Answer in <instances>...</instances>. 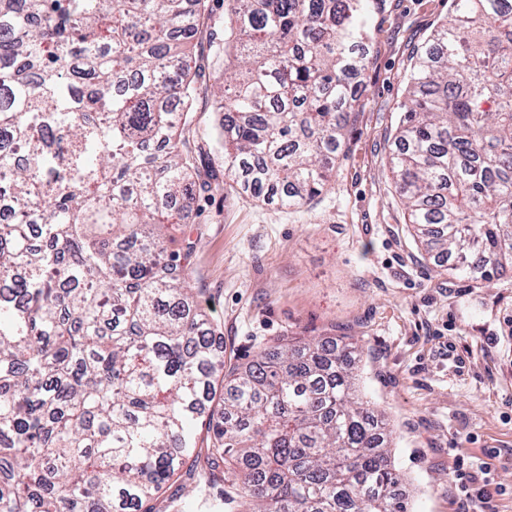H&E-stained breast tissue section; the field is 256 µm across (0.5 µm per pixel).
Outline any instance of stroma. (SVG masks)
<instances>
[{
	"label": "stroma",
	"instance_id": "stroma-1",
	"mask_svg": "<svg viewBox=\"0 0 512 512\" xmlns=\"http://www.w3.org/2000/svg\"><path fill=\"white\" fill-rule=\"evenodd\" d=\"M211 6L194 46L209 91L189 137L215 159L223 147L211 93L224 85V62L207 42L224 31V4ZM451 10V0H383L373 13L347 157L307 207L261 202L227 181L194 196L186 223L168 232L174 248L195 243L186 277L219 327L225 366L283 336L349 337L361 351V390L394 430L408 512H461L460 458L488 466L491 486L504 490L486 512H512V269L487 281L441 271L410 235L386 169L416 53Z\"/></svg>",
	"mask_w": 512,
	"mask_h": 512
}]
</instances>
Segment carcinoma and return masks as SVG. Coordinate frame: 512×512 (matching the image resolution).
Returning a JSON list of instances; mask_svg holds the SVG:
<instances>
[{
  "mask_svg": "<svg viewBox=\"0 0 512 512\" xmlns=\"http://www.w3.org/2000/svg\"><path fill=\"white\" fill-rule=\"evenodd\" d=\"M209 0H0V512H155L184 476L224 512H406L392 430L343 336L224 369L168 250L220 187L182 138ZM382 0H224V176L301 208L336 176ZM387 159L448 274L512 268V0H452ZM224 384L219 418L201 406ZM206 421L210 443L198 444Z\"/></svg>",
  "mask_w": 512,
  "mask_h": 512,
  "instance_id": "obj_1",
  "label": "carcinoma"
}]
</instances>
